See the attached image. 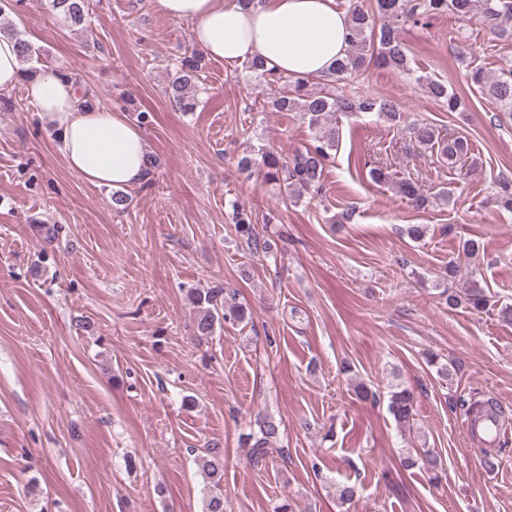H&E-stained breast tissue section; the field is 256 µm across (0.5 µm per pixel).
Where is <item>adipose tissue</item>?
I'll return each mask as SVG.
<instances>
[{
	"instance_id": "ef3b65f1",
	"label": "adipose tissue",
	"mask_w": 512,
	"mask_h": 512,
	"mask_svg": "<svg viewBox=\"0 0 512 512\" xmlns=\"http://www.w3.org/2000/svg\"><path fill=\"white\" fill-rule=\"evenodd\" d=\"M164 15L191 22L208 57L234 65L261 59L276 76L318 79L346 57L349 19L336 0H155ZM29 96L60 142L68 167L96 186L127 187L146 178L148 152L119 112L79 108L74 81L46 69Z\"/></svg>"
}]
</instances>
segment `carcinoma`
I'll list each match as a JSON object with an SVG mask.
<instances>
[{
  "mask_svg": "<svg viewBox=\"0 0 512 512\" xmlns=\"http://www.w3.org/2000/svg\"><path fill=\"white\" fill-rule=\"evenodd\" d=\"M51 7L61 23L77 24L89 15L90 0H51ZM478 14L482 24L496 38L512 42V0H373L367 7L364 0H349L350 52L336 67L334 74L325 81L336 85L351 77L365 63L374 61L382 66L404 72H412L409 66L407 48L402 39V29L408 22L415 24L441 15L451 14L459 21H467ZM204 58L195 53L184 54L173 63L170 72V104L179 112H192L196 108L195 91L203 85ZM417 81L424 84L434 98L447 103L448 111H456L461 100L456 93L448 90V85L421 76ZM475 90L495 102L502 115L512 121V65L500 70L497 75H488L477 69L470 74ZM290 86L287 94L272 102L278 112H299L307 118L315 129L312 144L284 158L272 150L261 153L255 160L243 156L239 165L249 170L259 169L263 182L274 187H282L293 198L299 199L305 192L320 194L321 178L332 151L338 145L336 128L327 126V116L331 112H375L391 123L401 117L397 105L387 99L371 95H337L328 90L316 91L312 81L304 78H288ZM414 140L423 147L438 146L440 155L454 165L463 160L471 151L469 141L463 136L439 138L433 126L414 124L409 128ZM400 194L413 206L425 205L428 198L412 180L398 183ZM234 230L250 252L267 254L272 251L270 241L260 238L251 216L234 208ZM192 303L198 308L196 332L200 336H210L224 323H242L248 309L234 299L224 298L222 288H193L190 290ZM466 301L470 309L485 312L491 306V295L476 280L463 283L462 293H450L448 307L454 308ZM461 407L471 419L486 412L498 410L491 397L462 399ZM389 411L402 427L410 425L413 417V393L406 387L395 386L390 392ZM250 442L249 458L253 465H261L281 450L280 423L265 418L258 423V431L248 434ZM197 463L205 477L204 512H224V448L217 443H208L197 457ZM422 464L428 472L438 470L437 459L417 448H410L403 458L406 468Z\"/></svg>",
  "mask_w": 512,
  "mask_h": 512,
  "instance_id": "carcinoma-1",
  "label": "carcinoma"
}]
</instances>
